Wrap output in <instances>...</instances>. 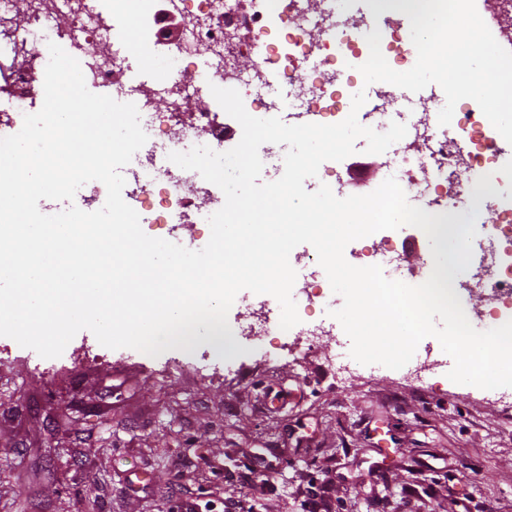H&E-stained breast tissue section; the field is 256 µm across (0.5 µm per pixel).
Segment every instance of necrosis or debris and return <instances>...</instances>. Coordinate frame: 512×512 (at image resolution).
<instances>
[{
    "instance_id": "obj_1",
    "label": "necrosis or debris",
    "mask_w": 512,
    "mask_h": 512,
    "mask_svg": "<svg viewBox=\"0 0 512 512\" xmlns=\"http://www.w3.org/2000/svg\"><path fill=\"white\" fill-rule=\"evenodd\" d=\"M31 2L18 24H5L0 9V53L21 51L48 62V44L39 34L61 28L89 86H109L114 68L152 73V93L135 83L112 92L116 101L134 103L145 125L161 136L135 153L137 167L122 191L142 224L169 230L203 224L225 202L217 186L168 159L169 153L198 145L228 151L224 110L213 102L184 119L177 109L161 112L151 101L155 95L199 94L195 76L200 52L208 54L209 82L232 85L251 112L267 109L261 91L272 78L279 84L278 113H288L296 100L294 88L304 87L308 94L302 106L317 124L343 121L352 96L366 89L374 97V110L407 128L405 149L393 151L386 168L411 204L432 214H447L440 241H454L459 222L476 221L467 294L484 300L487 307L471 308V317L490 329L512 320V166L500 154V134L471 99L456 104L446 126L439 125L434 112L394 111V104L403 100L420 103V96L386 82L365 84L359 71L369 57L366 36L375 29L381 32V51L391 68L404 72L414 66L417 52L410 22L395 10L400 0H378L385 7L378 17L370 5H363L347 25L339 23L334 0H254L253 13L245 17L237 14L233 0H171L196 17L185 32L187 49L173 46L163 52L153 48L152 0H112L108 26L101 20L98 0H68L63 11L47 0ZM243 24L254 31L257 65L231 81L225 34Z\"/></svg>"
}]
</instances>
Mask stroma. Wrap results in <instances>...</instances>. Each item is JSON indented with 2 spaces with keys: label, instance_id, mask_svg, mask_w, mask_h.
<instances>
[{
  "label": "stroma",
  "instance_id": "35a3bbf8",
  "mask_svg": "<svg viewBox=\"0 0 512 512\" xmlns=\"http://www.w3.org/2000/svg\"><path fill=\"white\" fill-rule=\"evenodd\" d=\"M385 155L349 156L364 194ZM410 285L431 242L393 233ZM263 298L241 291L223 354L153 357L80 331L57 358L0 336V512H512V396L457 384L424 338L394 370H338L336 336L275 332L264 360L241 333Z\"/></svg>",
  "mask_w": 512,
  "mask_h": 512
}]
</instances>
